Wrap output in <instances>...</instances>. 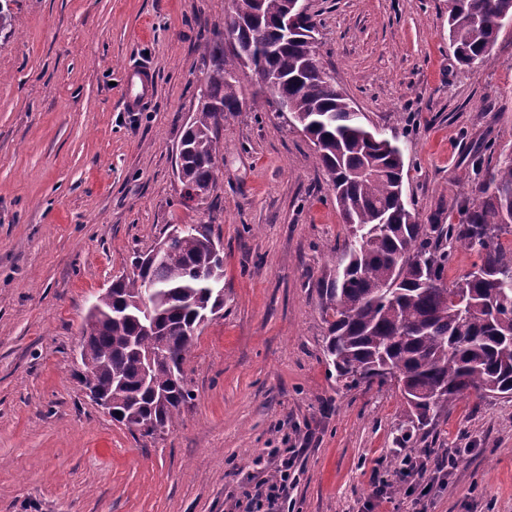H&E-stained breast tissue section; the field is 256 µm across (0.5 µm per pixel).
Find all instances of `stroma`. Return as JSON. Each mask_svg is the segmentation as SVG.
<instances>
[{
    "label": "stroma",
    "instance_id": "35a3bbf8",
    "mask_svg": "<svg viewBox=\"0 0 512 512\" xmlns=\"http://www.w3.org/2000/svg\"><path fill=\"white\" fill-rule=\"evenodd\" d=\"M0 30V512H239L295 456L288 512H512V398L469 395L415 445L456 448L422 501L395 476L402 401L346 388L323 355L314 287L349 235L315 147L251 69L220 126L209 195L175 153L224 36L228 0H7ZM331 81L404 154L421 223L459 219L491 159L512 156V22L484 65L457 61L448 0H307ZM153 72L140 110L128 65ZM172 224L224 247V307L184 364L170 430L132 435L80 381L81 325ZM387 498L376 501L379 481Z\"/></svg>",
    "mask_w": 512,
    "mask_h": 512
}]
</instances>
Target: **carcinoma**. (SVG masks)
Instances as JSON below:
<instances>
[{"mask_svg":"<svg viewBox=\"0 0 512 512\" xmlns=\"http://www.w3.org/2000/svg\"><path fill=\"white\" fill-rule=\"evenodd\" d=\"M238 18L260 25L237 30L239 50L207 48L211 68L180 140L179 179L199 199L215 181L224 146V114L241 109L237 70L246 53L279 79L272 103L288 100L296 122L316 145L336 205L349 226L338 247L336 274L316 284L326 323L324 355L349 387L377 382L400 392L407 422L401 448L426 437L464 396L512 397V157L486 168L481 200L460 208L456 224H421L403 198L401 148L376 136L335 85L307 74L311 17L296 38L279 37L288 0H233ZM512 0H451L448 39L464 65L489 61ZM459 243L477 254L476 271L446 282ZM212 235L185 224L169 248L135 257L133 270L98 295L81 327V382L106 394L118 422L152 437L170 427L191 399L186 377L169 369L144 382L141 354L163 352L184 365L196 332L224 307L218 285L224 268ZM401 367L385 378L386 362Z\"/></svg>","mask_w":512,"mask_h":512,"instance_id":"1","label":"carcinoma"}]
</instances>
